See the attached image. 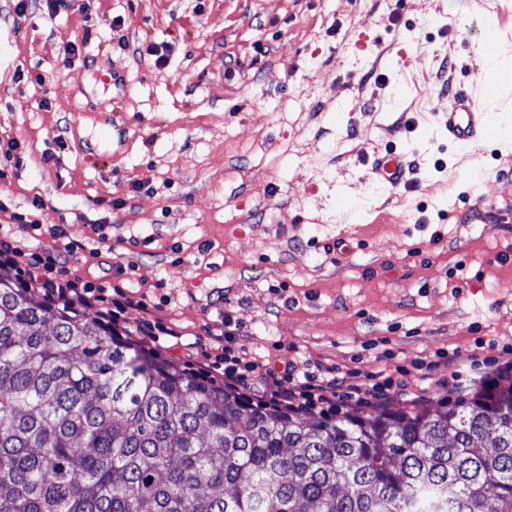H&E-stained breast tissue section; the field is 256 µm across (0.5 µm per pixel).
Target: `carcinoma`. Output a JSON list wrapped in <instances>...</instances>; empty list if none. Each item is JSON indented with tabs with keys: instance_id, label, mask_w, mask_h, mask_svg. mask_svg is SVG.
I'll return each mask as SVG.
<instances>
[{
	"instance_id": "obj_1",
	"label": "carcinoma",
	"mask_w": 512,
	"mask_h": 512,
	"mask_svg": "<svg viewBox=\"0 0 512 512\" xmlns=\"http://www.w3.org/2000/svg\"><path fill=\"white\" fill-rule=\"evenodd\" d=\"M0 512H512V378L284 414L0 278Z\"/></svg>"
}]
</instances>
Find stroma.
Listing matches in <instances>:
<instances>
[{"instance_id":"1","label":"stroma","mask_w":512,"mask_h":512,"mask_svg":"<svg viewBox=\"0 0 512 512\" xmlns=\"http://www.w3.org/2000/svg\"><path fill=\"white\" fill-rule=\"evenodd\" d=\"M15 5L0 0V224L103 225L67 266L123 288L128 328L181 336L158 360L213 362L229 328L276 369L432 362L428 391L388 403L409 410L468 376L436 350L512 345V147L460 150L440 117L478 76L481 24L512 49V0ZM390 150L404 182L374 187Z\"/></svg>"}]
</instances>
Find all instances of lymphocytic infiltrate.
Wrapping results in <instances>:
<instances>
[{"label": "lymphocytic infiltrate", "mask_w": 512, "mask_h": 512, "mask_svg": "<svg viewBox=\"0 0 512 512\" xmlns=\"http://www.w3.org/2000/svg\"><path fill=\"white\" fill-rule=\"evenodd\" d=\"M41 228L44 227L37 220L19 225L0 224V273L24 287L42 291L47 304L54 307H67L77 300L101 303V325L110 330L117 328L126 302L107 297L104 285L70 275L66 268L69 256L82 249L81 240L66 239L59 255L44 260L29 258L23 251L18 234L30 235ZM234 340L233 332H225V346L215 360L224 369L225 381L230 384L253 381L265 401L295 412L315 410L333 416L368 401L381 404L413 383L427 380L430 368L429 362L422 360L397 366L390 372L365 374L350 370L328 376L310 371L307 364L292 361L284 370L277 371L235 345Z\"/></svg>", "instance_id": "obj_1"}]
</instances>
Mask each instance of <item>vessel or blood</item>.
<instances>
[{"instance_id":"obj_1","label":"vessel or blood","mask_w":512,"mask_h":512,"mask_svg":"<svg viewBox=\"0 0 512 512\" xmlns=\"http://www.w3.org/2000/svg\"><path fill=\"white\" fill-rule=\"evenodd\" d=\"M499 81L490 76H481L470 88H459L448 101L444 114V126L449 141L467 147H475L494 139L486 111L478 105V98H487L497 92ZM403 163L399 155L388 153L377 158L372 167V180L389 187L396 186L402 177Z\"/></svg>"}]
</instances>
